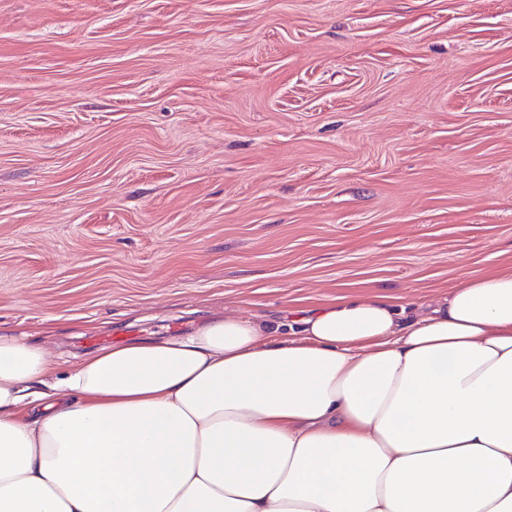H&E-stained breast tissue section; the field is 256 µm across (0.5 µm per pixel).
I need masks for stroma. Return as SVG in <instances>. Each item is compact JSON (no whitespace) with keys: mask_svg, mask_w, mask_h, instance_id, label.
<instances>
[{"mask_svg":"<svg viewBox=\"0 0 512 512\" xmlns=\"http://www.w3.org/2000/svg\"><path fill=\"white\" fill-rule=\"evenodd\" d=\"M512 268V0H0V331L60 370Z\"/></svg>","mask_w":512,"mask_h":512,"instance_id":"stroma-1","label":"stroma"}]
</instances>
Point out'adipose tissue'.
<instances>
[{
    "label": "adipose tissue",
    "mask_w": 512,
    "mask_h": 512,
    "mask_svg": "<svg viewBox=\"0 0 512 512\" xmlns=\"http://www.w3.org/2000/svg\"><path fill=\"white\" fill-rule=\"evenodd\" d=\"M0 512H512V269L65 372L0 333Z\"/></svg>",
    "instance_id": "adipose-tissue-1"
}]
</instances>
